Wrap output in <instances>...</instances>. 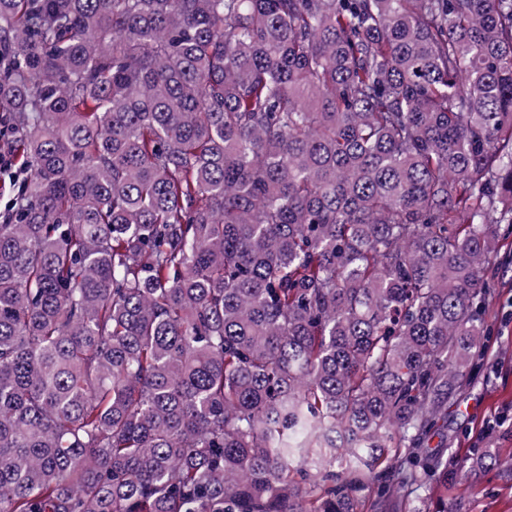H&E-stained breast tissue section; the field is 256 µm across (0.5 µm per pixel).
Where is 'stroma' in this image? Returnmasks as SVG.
Segmentation results:
<instances>
[{
  "instance_id": "obj_1",
  "label": "stroma",
  "mask_w": 512,
  "mask_h": 512,
  "mask_svg": "<svg viewBox=\"0 0 512 512\" xmlns=\"http://www.w3.org/2000/svg\"><path fill=\"white\" fill-rule=\"evenodd\" d=\"M500 264L488 270L494 286L486 320L491 335L481 357V377L457 395L447 406L439 435L430 447L452 449L465 457L474 447L499 449L512 456V235L499 249ZM507 416L503 427L487 430V422ZM448 502L460 505L463 512H512V481L497 472L478 476L475 489L456 483L448 493Z\"/></svg>"
}]
</instances>
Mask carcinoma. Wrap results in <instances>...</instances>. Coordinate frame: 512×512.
<instances>
[{
    "mask_svg": "<svg viewBox=\"0 0 512 512\" xmlns=\"http://www.w3.org/2000/svg\"><path fill=\"white\" fill-rule=\"evenodd\" d=\"M0 512H448L512 227V0H0ZM1 127V126H0ZM1 138H0V152L4 155H2L0 153V171L1 170H10L12 168L11 171H6V172H2L0 173V187L2 186V189H0V210H2V212L4 211V206L8 203L9 201V182H10V178L12 175V172H15V168H17V166L14 168L12 167L13 166V162H14V157L12 155L11 152H9V146L7 144V140L6 138L3 136V123H2V127H1ZM5 155H9L11 156V158L5 156ZM14 165H15V162H14ZM5 185V188H3Z\"/></svg>",
    "mask_w": 512,
    "mask_h": 512,
    "instance_id": "carcinoma-1",
    "label": "carcinoma"
}]
</instances>
